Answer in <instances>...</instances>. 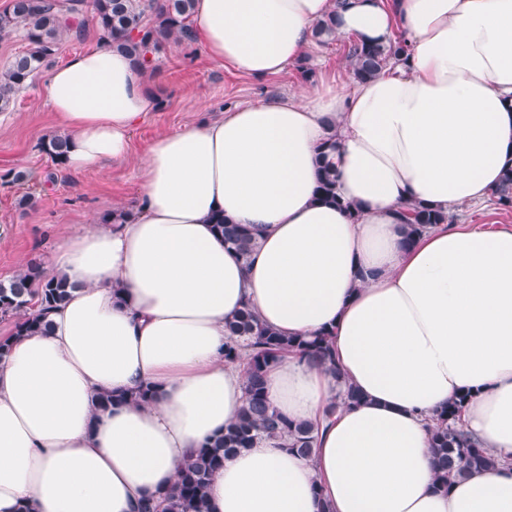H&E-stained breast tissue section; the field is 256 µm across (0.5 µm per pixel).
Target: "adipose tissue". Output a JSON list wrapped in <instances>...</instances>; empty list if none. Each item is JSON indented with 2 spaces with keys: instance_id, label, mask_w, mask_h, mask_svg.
I'll return each mask as SVG.
<instances>
[{
  "instance_id": "adipose-tissue-1",
  "label": "adipose tissue",
  "mask_w": 512,
  "mask_h": 512,
  "mask_svg": "<svg viewBox=\"0 0 512 512\" xmlns=\"http://www.w3.org/2000/svg\"><path fill=\"white\" fill-rule=\"evenodd\" d=\"M407 61L350 88L322 78L162 134L140 200L65 235L48 275L75 289L47 331L0 360V512H138L245 405V360L224 356L244 308L284 336L330 335L337 373L295 355L264 387L318 426L314 454L261 438L226 457L207 512H512V228L437 224L405 245L407 211L488 200L512 165V0H195L211 59L266 77L303 59L328 16ZM46 100L80 171L131 153L157 107L143 69L97 48L57 65ZM339 204L318 200L322 166ZM258 232L249 258L215 217ZM151 386L150 402L131 394ZM359 404L328 414L345 388ZM120 396L111 409L100 395ZM493 468L435 482L436 411Z\"/></svg>"
}]
</instances>
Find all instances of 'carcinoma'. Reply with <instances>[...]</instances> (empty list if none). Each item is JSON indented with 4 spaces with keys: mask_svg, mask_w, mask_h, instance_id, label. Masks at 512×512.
Listing matches in <instances>:
<instances>
[{
    "mask_svg": "<svg viewBox=\"0 0 512 512\" xmlns=\"http://www.w3.org/2000/svg\"><path fill=\"white\" fill-rule=\"evenodd\" d=\"M92 13L105 47H117L141 67L151 66V55L162 43H182L193 39L190 18L194 0H10L0 12V38L21 36L26 49L14 56L0 72V112L9 110L16 93L46 67L65 38L84 34L85 15ZM406 53L401 41L366 44L352 40L347 57L353 75L363 79L378 73L387 63ZM44 152L57 164L63 163L68 140L54 136L43 145ZM320 199L338 202L335 179L328 169L318 186ZM495 202L512 209V166L505 168L495 192ZM447 216L430 206L417 204L405 223L406 242L412 244L427 227L443 224ZM215 229L224 245L246 258L256 233L244 224H232L219 217ZM74 285L64 278H47L43 270L30 266L9 282H0V320L13 322V335L33 333L47 327L52 308L70 296ZM249 351L246 368V403L238 420L206 441L177 471L172 494L140 505V512H205L206 490L213 472L224 465L231 453L251 448L262 437H279L286 447L309 458L314 453L315 428L296 424L267 401L264 375L280 353L291 349L336 371L333 350L325 336L285 338L266 327L250 308H245L227 324L224 356L233 359L241 349ZM466 396H460L437 414L431 431V453L437 486L443 491L458 478L494 464L479 442L464 432L458 418Z\"/></svg>",
    "mask_w": 512,
    "mask_h": 512,
    "instance_id": "1",
    "label": "carcinoma"
}]
</instances>
